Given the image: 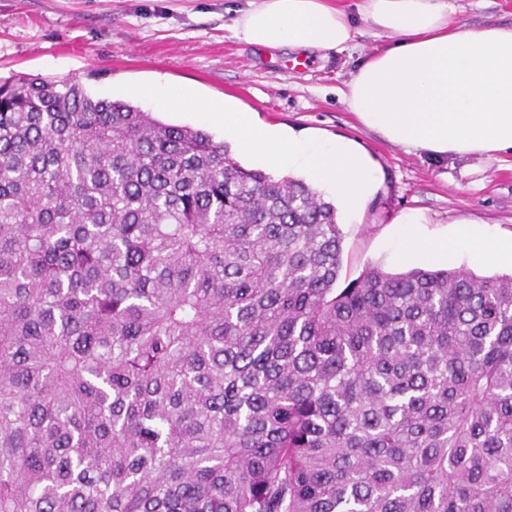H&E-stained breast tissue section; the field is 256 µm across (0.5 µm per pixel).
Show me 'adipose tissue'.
Returning a JSON list of instances; mask_svg holds the SVG:
<instances>
[{
  "instance_id": "ef3b65f1",
  "label": "adipose tissue",
  "mask_w": 512,
  "mask_h": 512,
  "mask_svg": "<svg viewBox=\"0 0 512 512\" xmlns=\"http://www.w3.org/2000/svg\"><path fill=\"white\" fill-rule=\"evenodd\" d=\"M456 11L454 0H248L232 30L252 46L344 53L367 24L387 42L340 90L366 128L435 157L512 154V24L469 29ZM388 237L406 262L512 264V240L470 223L434 232L408 215Z\"/></svg>"
}]
</instances>
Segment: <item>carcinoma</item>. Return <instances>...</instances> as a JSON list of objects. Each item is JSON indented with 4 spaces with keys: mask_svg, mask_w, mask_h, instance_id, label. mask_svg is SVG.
Wrapping results in <instances>:
<instances>
[{
    "mask_svg": "<svg viewBox=\"0 0 512 512\" xmlns=\"http://www.w3.org/2000/svg\"><path fill=\"white\" fill-rule=\"evenodd\" d=\"M82 84L0 80V512H512V276Z\"/></svg>",
    "mask_w": 512,
    "mask_h": 512,
    "instance_id": "carcinoma-1",
    "label": "carcinoma"
}]
</instances>
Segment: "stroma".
<instances>
[{
  "instance_id": "35a3bbf8",
  "label": "stroma",
  "mask_w": 512,
  "mask_h": 512,
  "mask_svg": "<svg viewBox=\"0 0 512 512\" xmlns=\"http://www.w3.org/2000/svg\"><path fill=\"white\" fill-rule=\"evenodd\" d=\"M459 23L470 29L512 22V0H458ZM245 0H0V77L39 76L79 81L93 97L132 100L167 123L224 133L188 115L117 92V85L161 82L220 101L229 97L263 124L326 139L343 137L365 148L379 183L356 214L338 213L344 234L342 276L368 265L405 271L384 233L406 213L429 229L472 222L512 238V169L500 155L409 152L360 124L337 90L360 58L380 43L362 27L353 54L288 47L258 48L237 40L231 25Z\"/></svg>"
}]
</instances>
